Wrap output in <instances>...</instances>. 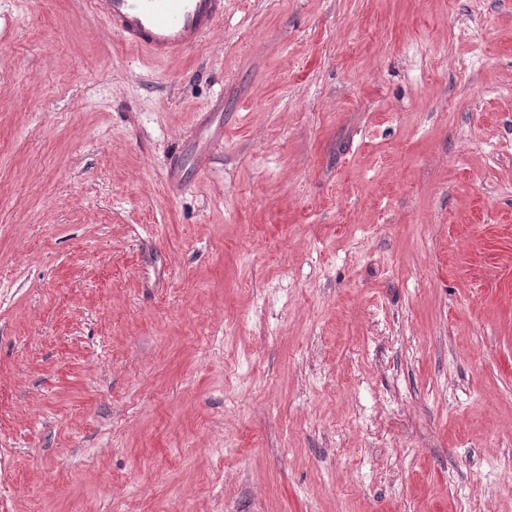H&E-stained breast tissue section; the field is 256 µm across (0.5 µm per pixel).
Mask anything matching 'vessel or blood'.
Wrapping results in <instances>:
<instances>
[{"mask_svg": "<svg viewBox=\"0 0 512 512\" xmlns=\"http://www.w3.org/2000/svg\"><path fill=\"white\" fill-rule=\"evenodd\" d=\"M122 41L158 60L186 54L224 16V0H91Z\"/></svg>", "mask_w": 512, "mask_h": 512, "instance_id": "vessel-or-blood-1", "label": "vessel or blood"}]
</instances>
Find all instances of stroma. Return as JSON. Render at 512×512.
Returning <instances> with one entry per match:
<instances>
[{"label":"stroma","mask_w":512,"mask_h":512,"mask_svg":"<svg viewBox=\"0 0 512 512\" xmlns=\"http://www.w3.org/2000/svg\"><path fill=\"white\" fill-rule=\"evenodd\" d=\"M0 475L512 512V0H224L160 61L0 0Z\"/></svg>","instance_id":"stroma-1"}]
</instances>
